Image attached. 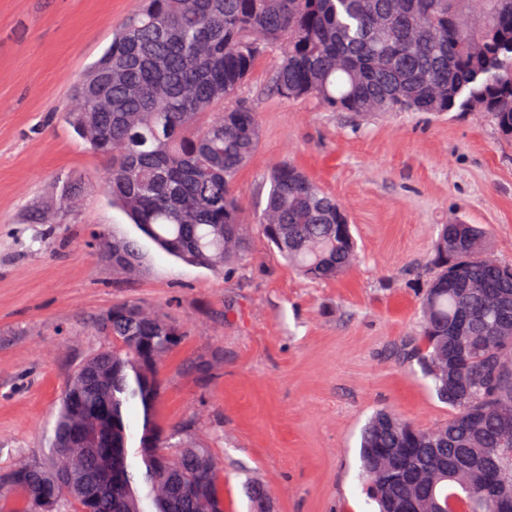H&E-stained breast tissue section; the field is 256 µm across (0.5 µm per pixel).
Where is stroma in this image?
<instances>
[{"mask_svg":"<svg viewBox=\"0 0 512 512\" xmlns=\"http://www.w3.org/2000/svg\"><path fill=\"white\" fill-rule=\"evenodd\" d=\"M140 6L0 0V474L42 455L73 371L110 342L97 318L135 300L185 331L162 366L154 418L190 424L221 459L224 512H250L252 479L274 512H376L360 476L361 429L381 409L423 428L447 422L404 349L419 334L437 225L489 226L496 258L512 263V141L477 112L357 119L278 98L269 52L243 89L260 143L235 191L258 214L269 170L294 163L345 207L358 260L335 280L303 278L252 224V250L234 269L183 262L112 204L99 186L108 161L65 116L76 82ZM71 180L89 193L54 223H29ZM102 233L139 238L136 274L101 259Z\"/></svg>","mask_w":512,"mask_h":512,"instance_id":"1","label":"stroma"}]
</instances>
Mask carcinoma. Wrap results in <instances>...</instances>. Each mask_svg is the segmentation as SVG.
Returning <instances> with one entry per match:
<instances>
[{"label": "carcinoma", "instance_id": "carcinoma-1", "mask_svg": "<svg viewBox=\"0 0 512 512\" xmlns=\"http://www.w3.org/2000/svg\"><path fill=\"white\" fill-rule=\"evenodd\" d=\"M276 50L269 90L333 112L484 113L512 138V0H144L79 81L66 116L111 161L104 188L163 251L214 270L252 247L234 193L260 141L242 96L258 60ZM259 224L304 276L331 280L356 259L339 201L291 163L275 166ZM86 188L64 184L31 215L51 224ZM488 228L439 226L420 298L415 357L448 422L422 428L388 411L361 433L362 478L379 512L409 497L419 512H501L512 504V264L489 254ZM133 272L138 243L112 238ZM112 345L72 375L46 432V453L0 477V512H224L211 448L154 418L160 367L184 336L139 302L97 320ZM497 486L486 495L483 484Z\"/></svg>", "mask_w": 512, "mask_h": 512}]
</instances>
